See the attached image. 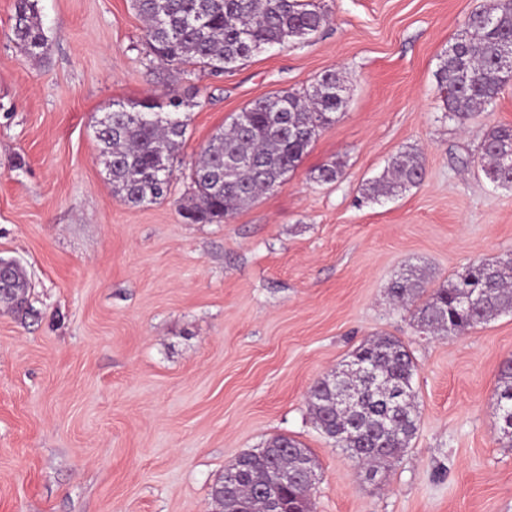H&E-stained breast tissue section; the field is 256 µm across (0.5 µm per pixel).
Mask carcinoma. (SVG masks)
<instances>
[{"label": "carcinoma", "instance_id": "cac0c4a2", "mask_svg": "<svg viewBox=\"0 0 512 512\" xmlns=\"http://www.w3.org/2000/svg\"><path fill=\"white\" fill-rule=\"evenodd\" d=\"M132 7L146 22L145 40L161 62L180 67L191 64L219 75L254 53L294 40L313 37L328 22L314 0H132ZM491 16L497 26L485 25L480 16ZM15 39L36 56L44 48L45 32L32 0H18L13 26ZM512 40V0H490L474 11L457 42L463 54L450 64L441 61L438 77L446 90L448 111L460 120L478 111L480 101L495 97L507 83L496 59L504 43ZM344 76L326 71L310 88L298 92L280 90L253 101L244 109L246 121L235 116L217 132L201 152L191 174L192 191L180 213L192 224L220 223L266 192L280 187L299 165L319 131L336 120L344 102L336 87ZM153 98L131 104L114 103L109 124L96 137L100 153L112 160L107 176L114 193L128 203L150 204L167 195L172 183V162L187 123L178 112ZM512 154V126L491 129L480 146L482 171L497 186L512 189V167L502 162ZM390 177L373 187L382 196L419 184L424 165L419 155L405 153L389 167ZM512 260L475 261L446 288L435 290L415 310L420 327L461 335L512 309ZM0 301L17 312L27 310L28 283L19 267L3 284ZM419 282L402 274L392 280L389 294L406 302L416 294ZM470 293L477 302L463 310L460 297ZM355 353L377 363L385 388H369L359 382L358 417L334 408L336 386L326 378L310 389L309 406L316 423L336 432V442L346 448L370 447V454L354 459L374 473L407 447L418 428V410L410 400L394 415L390 432L382 439L371 433L386 411L387 393L412 388L415 364L397 339L381 336L360 345ZM498 404L512 407V361L500 369ZM302 450L297 441L276 437L256 451L244 453L224 469V477L211 491L217 512H260L270 471L292 463L291 454ZM281 512H312L311 489L303 475L277 490Z\"/></svg>", "mask_w": 512, "mask_h": 512}]
</instances>
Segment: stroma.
I'll return each mask as SVG.
<instances>
[{
	"instance_id": "stroma-1",
	"label": "stroma",
	"mask_w": 512,
	"mask_h": 512,
	"mask_svg": "<svg viewBox=\"0 0 512 512\" xmlns=\"http://www.w3.org/2000/svg\"><path fill=\"white\" fill-rule=\"evenodd\" d=\"M317 2L330 22L312 42L214 77L150 54L131 0H35L37 58L0 0V257L29 283L28 313L0 306V512H215L225 467L278 436L315 461L313 512H512L496 397L512 312L441 336L388 293L417 267L419 306L473 260L512 258V190L479 160L486 132L512 125V83L462 123L437 76L488 0ZM332 69L346 105L287 181L224 223H186L212 136ZM146 98L180 101L187 130L169 195L134 206L94 126ZM409 150L423 181L371 199ZM327 164L335 181H316ZM376 336L410 351L420 422L372 476L316 426L308 393Z\"/></svg>"
}]
</instances>
